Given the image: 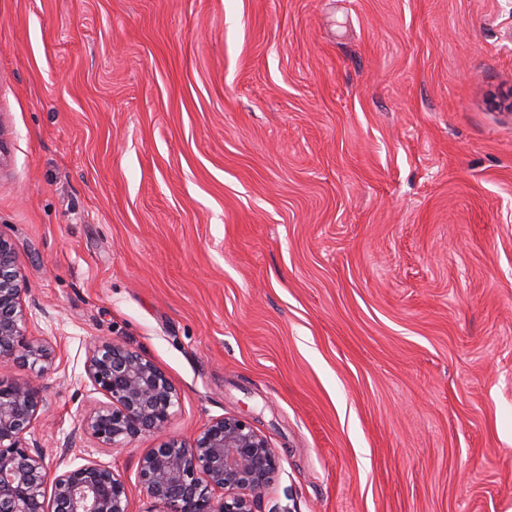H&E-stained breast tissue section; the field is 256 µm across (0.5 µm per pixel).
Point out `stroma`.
Returning a JSON list of instances; mask_svg holds the SVG:
<instances>
[{
	"instance_id": "obj_1",
	"label": "stroma",
	"mask_w": 512,
	"mask_h": 512,
	"mask_svg": "<svg viewBox=\"0 0 512 512\" xmlns=\"http://www.w3.org/2000/svg\"><path fill=\"white\" fill-rule=\"evenodd\" d=\"M512 0H0V236L50 473L246 417L259 512H512ZM111 339L163 434L81 432Z\"/></svg>"
}]
</instances>
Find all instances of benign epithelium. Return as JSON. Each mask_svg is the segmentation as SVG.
Here are the masks:
<instances>
[{
    "label": "benign epithelium",
    "mask_w": 512,
    "mask_h": 512,
    "mask_svg": "<svg viewBox=\"0 0 512 512\" xmlns=\"http://www.w3.org/2000/svg\"><path fill=\"white\" fill-rule=\"evenodd\" d=\"M22 295L12 245L0 236V512H130L126 482L93 462L56 475L46 505L44 455L25 434L43 405L37 378L54 366L56 352L27 335ZM16 368L31 376L3 378ZM86 374L110 399L84 420V430L103 445L124 448L168 427L179 392L141 352L98 343L89 351ZM279 467L274 448L246 418L222 416L188 442L173 438L147 449L137 478L165 512H257Z\"/></svg>",
    "instance_id": "obj_1"
}]
</instances>
